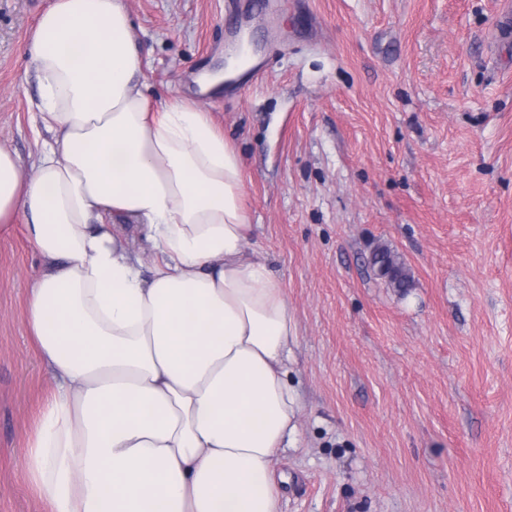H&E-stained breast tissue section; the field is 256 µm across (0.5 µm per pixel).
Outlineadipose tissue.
Instances as JSON below:
<instances>
[{
    "label": "adipose tissue",
    "instance_id": "obj_1",
    "mask_svg": "<svg viewBox=\"0 0 512 512\" xmlns=\"http://www.w3.org/2000/svg\"><path fill=\"white\" fill-rule=\"evenodd\" d=\"M27 53L51 138L28 177L0 145V224L23 219L42 260L27 320L54 391L26 479L50 512H281L297 330L246 254L236 150L196 101L150 109L122 0H52Z\"/></svg>",
    "mask_w": 512,
    "mask_h": 512
}]
</instances>
